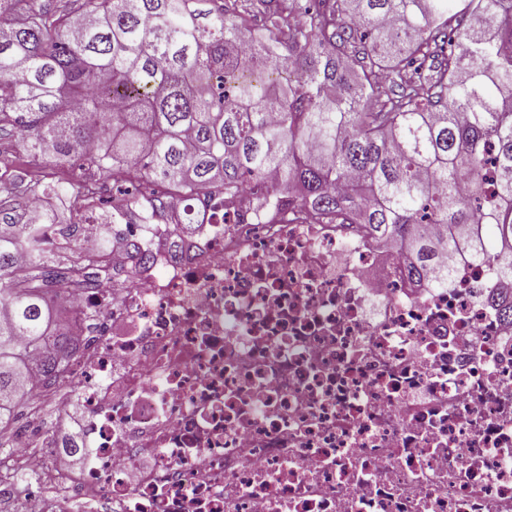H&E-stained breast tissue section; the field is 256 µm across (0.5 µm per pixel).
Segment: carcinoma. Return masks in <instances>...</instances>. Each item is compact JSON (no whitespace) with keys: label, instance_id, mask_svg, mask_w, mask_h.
<instances>
[{"label":"carcinoma","instance_id":"cac0c4a2","mask_svg":"<svg viewBox=\"0 0 512 512\" xmlns=\"http://www.w3.org/2000/svg\"><path fill=\"white\" fill-rule=\"evenodd\" d=\"M502 42L512 0H0V128L18 130L29 156L92 171L75 183L32 176L0 150L13 182L44 203L37 224H0V420L33 399L31 371L47 388L80 352L52 316L50 283L82 288L123 221L153 224L183 201L218 210L269 171L279 181L267 196L301 190L311 218L357 221L440 287L461 253L496 260L512 282ZM72 199L112 237L62 272L58 251L79 222L61 228L58 211ZM21 250L31 271L20 285L9 272ZM20 339L35 359L16 351Z\"/></svg>","mask_w":512,"mask_h":512}]
</instances>
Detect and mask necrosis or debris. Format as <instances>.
Listing matches in <instances>:
<instances>
[{
    "label": "necrosis or debris",
    "instance_id": "necrosis-or-debris-1",
    "mask_svg": "<svg viewBox=\"0 0 512 512\" xmlns=\"http://www.w3.org/2000/svg\"><path fill=\"white\" fill-rule=\"evenodd\" d=\"M261 186L113 246L68 299L87 461L11 454L114 512H512V286L467 256L432 286Z\"/></svg>",
    "mask_w": 512,
    "mask_h": 512
}]
</instances>
